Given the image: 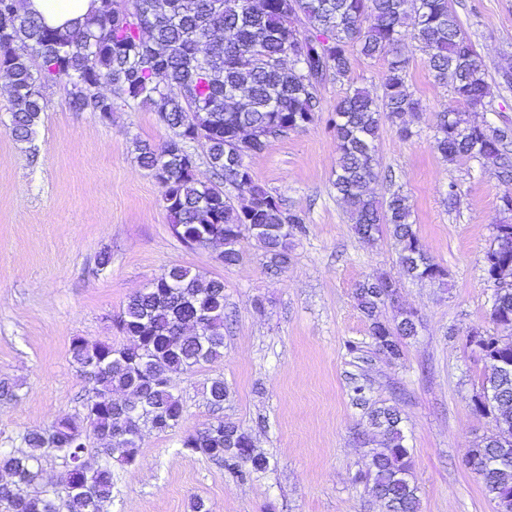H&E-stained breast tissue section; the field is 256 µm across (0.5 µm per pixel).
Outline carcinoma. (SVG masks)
Returning a JSON list of instances; mask_svg holds the SVG:
<instances>
[{
    "label": "carcinoma",
    "mask_w": 512,
    "mask_h": 512,
    "mask_svg": "<svg viewBox=\"0 0 512 512\" xmlns=\"http://www.w3.org/2000/svg\"><path fill=\"white\" fill-rule=\"evenodd\" d=\"M102 2L98 14L64 30L45 25L23 0H0V71L10 79L12 136L33 138L47 106L45 89L57 81L65 82L72 111L109 120L120 107L98 91L109 83L123 102L151 108L173 132L161 150L143 144L137 156L163 188L173 236L192 249L207 248L209 238L224 240L219 259L227 267L242 260L241 241L249 237L272 275L287 269L296 236L306 232L305 218L254 182L249 160L270 139L314 124L318 87L325 82L318 75L324 71L336 82L347 81L359 56L383 59L386 70L380 96L355 87L336 101V194L363 242H374L381 225L390 227L402 276L441 283L447 278V270L430 262L421 247L408 198L394 192L380 202L370 193L378 177L381 120L410 138L407 117L420 110L399 48L401 28L412 26L435 81L474 115L465 122L457 111L440 113L437 150L450 164L474 159L498 169L506 186L503 218L494 226L484 270L494 286L490 320L512 330V130L477 118L492 108L488 71L449 0H231L226 10L215 6L217 0H130L123 17L116 16L114 0ZM287 59L292 66H285ZM192 142L205 148L216 180L196 179ZM233 191L248 198L236 205ZM354 297L376 350L400 358L421 322L400 305L399 281L373 274L356 284ZM386 305L395 311L390 322L379 317ZM224 319V280L173 266L154 287L130 296L119 315L118 327L130 345L117 349L72 339L71 358L96 384L95 396L83 416L63 415L21 434L25 450L0 448V471L11 476L0 483V512H108L109 456L116 453L130 465L143 428L165 433L179 424L184 405L170 374L223 355ZM470 336L489 365L472 406L495 417L498 434L477 443L467 464L498 512H512V339L480 329ZM351 392L383 437L365 473L374 497L384 512H420L400 411L375 406L370 388L355 378ZM209 395L212 405L221 406L228 396L224 380H212ZM89 431L109 447L105 459L85 465ZM182 447L242 478L269 468L249 433L220 417L186 437ZM49 455L63 465L54 483L43 482L42 461Z\"/></svg>",
    "instance_id": "carcinoma-1"
}]
</instances>
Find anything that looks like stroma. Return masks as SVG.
<instances>
[{
  "mask_svg": "<svg viewBox=\"0 0 512 512\" xmlns=\"http://www.w3.org/2000/svg\"><path fill=\"white\" fill-rule=\"evenodd\" d=\"M451 4L489 71L487 120L512 128V90L499 77L512 66V0ZM400 49L422 109L409 139L382 121L383 177L371 191L408 196L424 251L448 271L444 285L400 278L390 230L371 244L358 240L332 186L338 150L327 121L348 88L381 95L384 61L358 58L349 83L325 82L316 124L271 140L250 161L255 183L306 217L307 231L276 278L252 241L227 267L218 249H190L171 234L162 188L136 159V143L159 148L171 135L150 108L132 101L105 121L72 111L57 83L45 91L33 141L20 143L0 86V381L17 394L0 400V448L19 447L21 433L61 415H84L92 385L71 360L72 339L126 345L113 321L128 298L182 265L224 281L232 316L224 354L173 375L184 417L167 433L144 431L133 465L113 464L110 512H191L196 497L211 512H383L358 480L372 434L351 399L354 374L366 379L373 402L401 411L420 512H497L466 463L475 443L497 432L492 416L471 404L488 366L468 334L493 327L484 256L505 187L494 168L442 159L437 115L458 103L436 84L412 28H403ZM452 184L460 203L450 211L442 200ZM104 252L111 261L103 267ZM375 272L399 277L402 305L422 319L398 360L375 351L354 299L356 284ZM353 342L360 355L349 353ZM217 377L229 391L219 411L207 395ZM218 416L251 435L269 459L266 473L242 479L182 448Z\"/></svg>",
  "mask_w": 512,
  "mask_h": 512,
  "instance_id": "obj_1",
  "label": "stroma"
}]
</instances>
